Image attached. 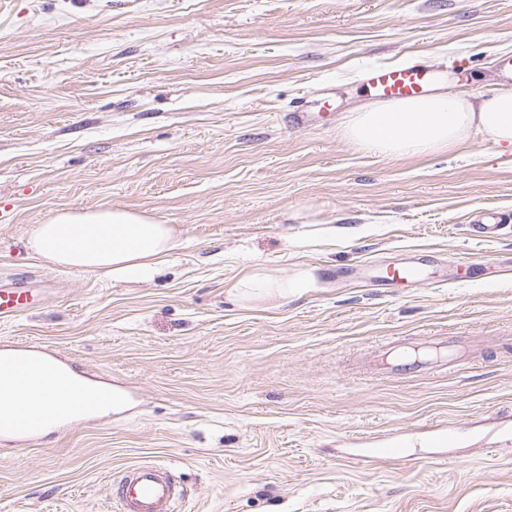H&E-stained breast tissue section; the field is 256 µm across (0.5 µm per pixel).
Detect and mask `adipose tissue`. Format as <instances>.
<instances>
[{
    "label": "adipose tissue",
    "mask_w": 512,
    "mask_h": 512,
    "mask_svg": "<svg viewBox=\"0 0 512 512\" xmlns=\"http://www.w3.org/2000/svg\"><path fill=\"white\" fill-rule=\"evenodd\" d=\"M343 135L358 149L390 157L453 149L478 135L512 148V89L476 100L440 92L370 102L347 115ZM175 245L171 225L119 209L60 211L26 240L32 253L60 270L127 281L149 279ZM25 364L24 374L0 379V416L47 398L71 404L62 380L75 378L74 369L35 352Z\"/></svg>",
    "instance_id": "adipose-tissue-1"
}]
</instances>
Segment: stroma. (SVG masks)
I'll list each match as a JSON object with an SVG mask.
<instances>
[{"label": "stroma", "mask_w": 512, "mask_h": 512, "mask_svg": "<svg viewBox=\"0 0 512 512\" xmlns=\"http://www.w3.org/2000/svg\"><path fill=\"white\" fill-rule=\"evenodd\" d=\"M507 53L512 0H0V282L42 293L0 345L123 399L0 456V512H116L141 461L172 472L180 512H512V223L465 229L512 213V154L387 157L340 132L368 66L421 56L468 95L506 86ZM113 208L175 227L154 279L24 246L58 211ZM413 255L428 280H373ZM463 258L497 277L447 283ZM253 271L311 286L241 299ZM448 346L460 362L378 367ZM448 424L462 439L433 443ZM371 439L409 456L364 458ZM505 218L499 212L486 211L482 213L473 224H468L473 236L480 239L495 237L501 224H504Z\"/></svg>", "instance_id": "1"}]
</instances>
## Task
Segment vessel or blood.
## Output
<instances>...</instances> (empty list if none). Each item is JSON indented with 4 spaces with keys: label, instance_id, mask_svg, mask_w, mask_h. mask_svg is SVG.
Masks as SVG:
<instances>
[{
    "label": "vessel or blood",
    "instance_id": "1",
    "mask_svg": "<svg viewBox=\"0 0 512 512\" xmlns=\"http://www.w3.org/2000/svg\"><path fill=\"white\" fill-rule=\"evenodd\" d=\"M436 71L419 59L401 64L380 65L362 73L364 84L375 96L383 99L416 98L427 95L435 83ZM504 222L501 213H482L470 226L473 235L480 239L495 237ZM382 279L395 283H419L425 278V266L419 259L409 258L396 266L381 270ZM36 289L15 283H0V317L21 314L37 303ZM99 400H74L69 411H62L51 403H43L20 410L5 420H0V437H20L22 443L37 440L41 429L53 421L65 422L67 412L73 411L86 417L99 411ZM118 512H176L179 495L176 483L165 468L152 462H142L128 467L118 481Z\"/></svg>",
    "mask_w": 512,
    "mask_h": 512
}]
</instances>
